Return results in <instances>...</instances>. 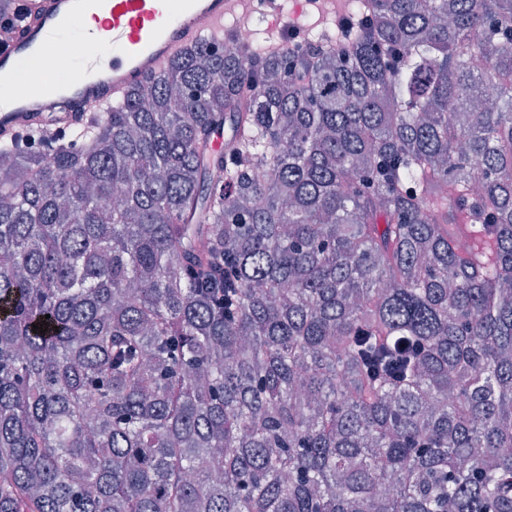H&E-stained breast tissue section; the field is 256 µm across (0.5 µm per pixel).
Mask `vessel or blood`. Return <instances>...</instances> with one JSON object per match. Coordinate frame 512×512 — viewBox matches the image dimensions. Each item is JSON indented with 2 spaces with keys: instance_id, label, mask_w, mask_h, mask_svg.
I'll use <instances>...</instances> for the list:
<instances>
[{
  "instance_id": "b4317fda",
  "label": "vessel or blood",
  "mask_w": 512,
  "mask_h": 512,
  "mask_svg": "<svg viewBox=\"0 0 512 512\" xmlns=\"http://www.w3.org/2000/svg\"><path fill=\"white\" fill-rule=\"evenodd\" d=\"M25 28L0 45V141L38 126L63 136L84 119L86 101L125 100L144 76L203 38L223 40L226 0H27ZM68 51L69 71L52 73L43 57Z\"/></svg>"
}]
</instances>
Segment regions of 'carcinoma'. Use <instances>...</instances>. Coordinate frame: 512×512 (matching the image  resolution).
Here are the masks:
<instances>
[{"instance_id":"carcinoma-1","label":"carcinoma","mask_w":512,"mask_h":512,"mask_svg":"<svg viewBox=\"0 0 512 512\" xmlns=\"http://www.w3.org/2000/svg\"><path fill=\"white\" fill-rule=\"evenodd\" d=\"M347 17L0 144V512H512V0Z\"/></svg>"}]
</instances>
